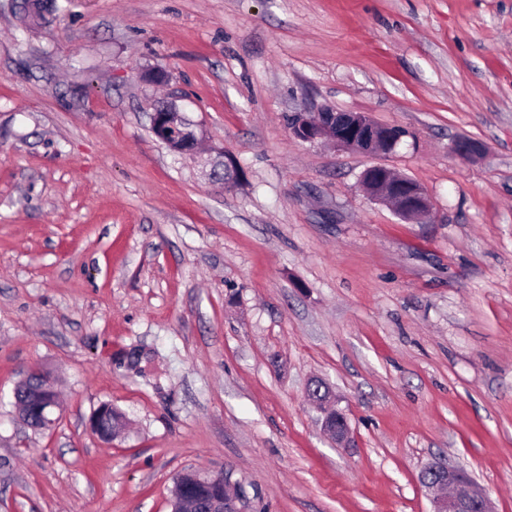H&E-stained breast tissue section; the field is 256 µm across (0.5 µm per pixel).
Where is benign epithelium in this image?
Masks as SVG:
<instances>
[{"label":"benign epithelium","mask_w":512,"mask_h":512,"mask_svg":"<svg viewBox=\"0 0 512 512\" xmlns=\"http://www.w3.org/2000/svg\"><path fill=\"white\" fill-rule=\"evenodd\" d=\"M175 107L164 106L152 114V127L167 134L172 126ZM292 136L302 142L320 143L339 150L364 153L392 151L397 145L387 126L376 124L367 114L322 109L319 121L307 113L296 112L289 125ZM453 151L467 159L479 157L484 146L462 139ZM363 187L374 199L390 205L404 220L420 223L432 215L433 205L426 192L391 169L375 165L362 175ZM308 400L322 413L324 430L335 440L349 444V428L343 414L332 408L333 396L326 383L314 379L307 390ZM14 405L23 422L34 429H48L56 422L59 397L46 383L44 372L34 370L17 383L13 390ZM421 485L432 497L433 512H495L489 496L459 471L438 463L426 466L419 475ZM238 495L221 474L187 471L176 479L172 512H240Z\"/></svg>","instance_id":"1"}]
</instances>
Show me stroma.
I'll use <instances>...</instances> for the list:
<instances>
[{
    "label": "stroma",
    "mask_w": 512,
    "mask_h": 512,
    "mask_svg": "<svg viewBox=\"0 0 512 512\" xmlns=\"http://www.w3.org/2000/svg\"><path fill=\"white\" fill-rule=\"evenodd\" d=\"M58 4L28 26L0 0V512H170L188 470L243 512H431L432 462L512 512V0ZM167 102L196 154L152 133ZM326 106L405 135L291 136ZM373 165L430 219L368 196ZM35 369L61 399L44 431L14 407ZM362 181L372 198L390 205L404 220L420 223L431 217L433 205L426 192L391 169L382 165L371 166L363 172ZM308 400L322 413V425L324 430L335 440L349 444L350 432L343 414L332 408L333 396L330 388L321 380L314 379L307 390ZM339 419V423L336 420Z\"/></svg>",
    "instance_id": "obj_1"
}]
</instances>
